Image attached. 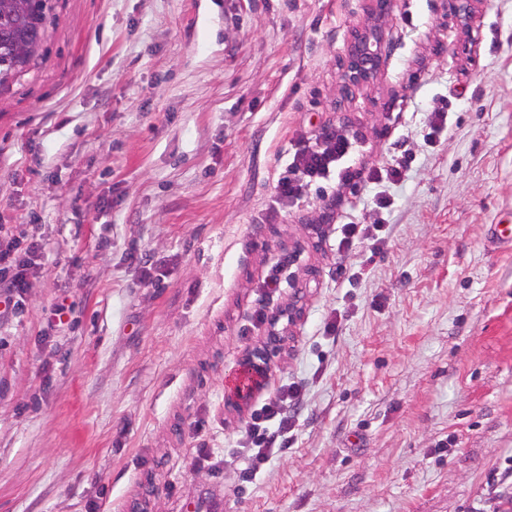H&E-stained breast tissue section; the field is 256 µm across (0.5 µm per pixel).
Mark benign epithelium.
<instances>
[{"mask_svg": "<svg viewBox=\"0 0 512 512\" xmlns=\"http://www.w3.org/2000/svg\"><path fill=\"white\" fill-rule=\"evenodd\" d=\"M390 2L391 0H368L369 21L354 30L345 54L339 58L342 95H351L356 89L373 82L382 72L386 61L382 21L389 14ZM480 2L481 0H443L441 25L471 32ZM285 341V336L274 332L261 344L246 351L242 365L249 371L253 387L246 392L234 391L227 396L225 405L241 414L247 411L254 392L267 386L271 365L283 352Z\"/></svg>", "mask_w": 512, "mask_h": 512, "instance_id": "benign-epithelium-1", "label": "benign epithelium"}]
</instances>
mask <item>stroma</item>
I'll list each match as a JSON object with an SVG mask.
<instances>
[{"label": "stroma", "instance_id": "1", "mask_svg": "<svg viewBox=\"0 0 512 512\" xmlns=\"http://www.w3.org/2000/svg\"><path fill=\"white\" fill-rule=\"evenodd\" d=\"M366 7L57 0L0 92V222L47 244L0 319V512H474L501 487L512 512V0L469 36L441 0H393L384 71L345 99ZM326 125L402 179L281 199ZM377 222L381 243L340 247ZM297 294L264 390L301 385L292 439L243 483L250 417L224 398ZM383 224H342L341 238L339 245L350 247L361 241L372 240L373 244L380 241L378 234L374 231H381Z\"/></svg>", "mask_w": 512, "mask_h": 512}]
</instances>
